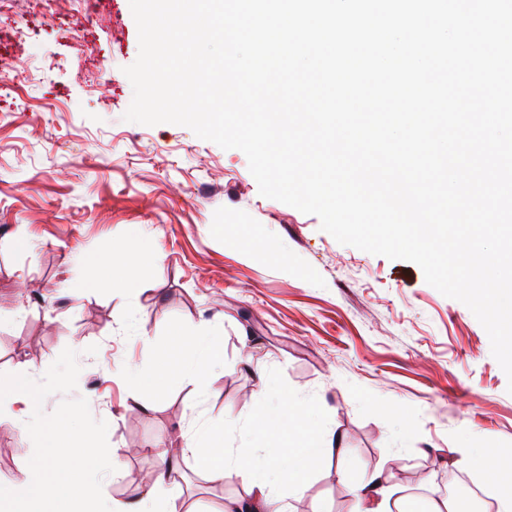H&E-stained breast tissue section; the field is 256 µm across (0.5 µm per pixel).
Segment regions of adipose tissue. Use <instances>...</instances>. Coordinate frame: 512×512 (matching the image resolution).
Returning a JSON list of instances; mask_svg holds the SVG:
<instances>
[{"label": "adipose tissue", "instance_id": "obj_1", "mask_svg": "<svg viewBox=\"0 0 512 512\" xmlns=\"http://www.w3.org/2000/svg\"><path fill=\"white\" fill-rule=\"evenodd\" d=\"M155 251L154 241L139 233L122 246L120 288L129 293L138 290V273L152 261ZM157 361L162 371L180 373L198 391H205L213 372L224 364L220 331L211 323H203L195 335L176 337ZM40 401L39 388L29 369L0 379V407H17L21 434L37 436L41 448L34 465L20 478L0 484V512H179L175 499L160 501L159 489L173 470L174 456L186 454L215 483L223 482L231 467L247 473L246 496L225 505L224 512H287L274 493L276 482L303 486L306 473L321 458L345 454L344 449L334 448L332 441L308 423L284 432L274 450H227L223 428L207 427L173 441V453L163 454L159 471L143 485L139 497L121 502L103 495L97 486L88 483L87 477L90 469L101 463L113 473H120L125 450L100 446L91 433L76 435L68 422L38 418ZM396 493V487L381 474H372L351 490L354 512H393L391 501Z\"/></svg>", "mask_w": 512, "mask_h": 512}]
</instances>
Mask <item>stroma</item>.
<instances>
[{"instance_id": "35a3bbf8", "label": "stroma", "mask_w": 512, "mask_h": 512, "mask_svg": "<svg viewBox=\"0 0 512 512\" xmlns=\"http://www.w3.org/2000/svg\"><path fill=\"white\" fill-rule=\"evenodd\" d=\"M129 0H5L0 63L21 74L0 91V377L30 365L40 416L76 422L103 445L127 450L119 475L90 480L108 496L135 500L160 453L181 433L238 417L228 448L274 447L259 427L275 392L308 406L346 454L324 459L300 491L283 484L288 512H350V489L374 472L424 505L462 492L472 512L494 504L478 463L452 466L450 449L472 438L512 458V394L472 312L426 283L419 266L339 244L317 216L263 197L246 155L189 128L124 121L133 99L123 69L137 58ZM156 243L135 295L83 289L93 260L127 242L132 228ZM29 240L27 249L15 246ZM220 322L224 365L203 399L164 378L131 399L113 370L155 366L179 332ZM79 375L58 381L64 365ZM38 455L12 412H0V484ZM164 496L183 512H221L244 495L247 477L206 480L178 462Z\"/></svg>"}]
</instances>
